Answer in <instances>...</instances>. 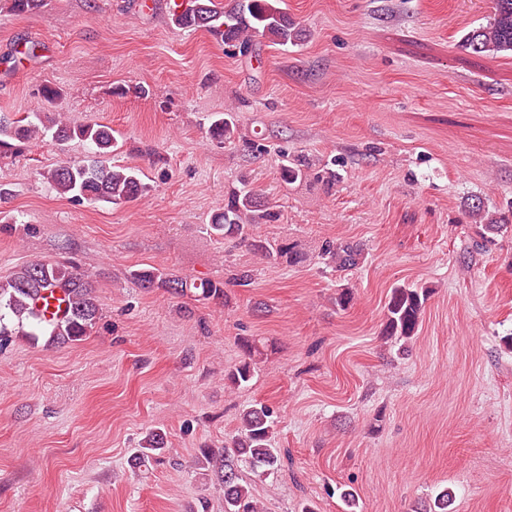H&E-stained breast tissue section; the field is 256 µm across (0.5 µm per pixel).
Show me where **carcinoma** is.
I'll list each match as a JSON object with an SVG mask.
<instances>
[{
    "mask_svg": "<svg viewBox=\"0 0 512 512\" xmlns=\"http://www.w3.org/2000/svg\"><path fill=\"white\" fill-rule=\"evenodd\" d=\"M44 0H3L7 11L27 15L38 11ZM282 0H231L220 6L218 0H181L172 10V22L183 29H204L218 36L224 44L246 53L259 36L273 44L286 45L296 41L299 30L280 7ZM493 17L487 25L465 33L461 46L477 57L512 56V0H492ZM51 133L54 140L78 139L90 147V155L79 160H66L43 173L55 192L71 199L90 202L105 201L121 204L135 200L150 190L135 166L112 165L109 160L115 139L112 129L101 124H77L48 111L30 112L23 118L0 117V149H10L13 142L26 143ZM237 126L234 118L216 113L212 116L208 134L217 142H231ZM312 168L308 159L294 157L280 168V179L292 184L305 179ZM468 214L481 218V236L492 244L495 237L507 231L504 216L485 206L481 199L468 205ZM276 213L261 204L250 190L235 189L224 202V208L211 218V234L245 244L263 259L284 261L290 265L303 261L304 253L293 242L267 240L249 233L256 224H266ZM363 249L341 239L323 243L318 253L319 263L333 270L358 266ZM127 277L144 290L161 288L168 293L191 294L197 301L227 300L224 284L211 280L188 283L172 273L155 267H140L128 271ZM48 288L63 290L68 303L59 318L45 320L37 307ZM429 290L422 286L397 285L391 290L385 305L383 335L399 344L398 354L406 351L419 330ZM100 315L96 285L92 275L61 262L37 261L18 267L11 276L0 280V341L17 332L23 336L24 323L33 324L49 337L51 343H76L90 335ZM241 358L224 369V385L239 389L254 377L262 350L259 341L238 338ZM275 420L273 411L259 403L245 409L239 418L237 431L224 441L222 448H202L196 466L213 476L224 492V512H261L255 500L250 480L243 470L257 477H269L281 465V449L274 447ZM166 436L158 431L147 434L131 459L133 467L147 465L153 457L166 451Z\"/></svg>",
    "mask_w": 512,
    "mask_h": 512,
    "instance_id": "cac0c4a2",
    "label": "carcinoma"
}]
</instances>
